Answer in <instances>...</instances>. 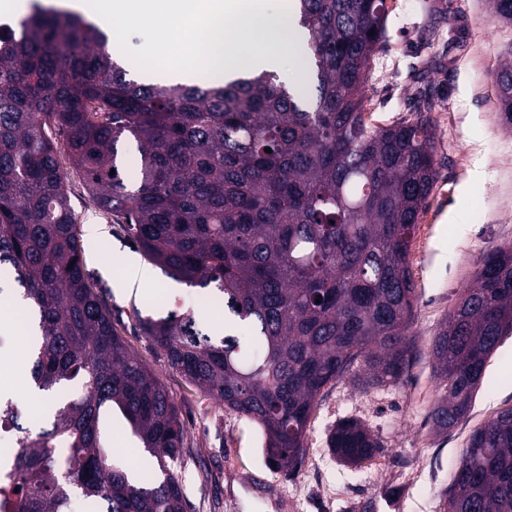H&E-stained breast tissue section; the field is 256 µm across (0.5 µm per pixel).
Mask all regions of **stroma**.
<instances>
[{
	"label": "stroma",
	"mask_w": 512,
	"mask_h": 512,
	"mask_svg": "<svg viewBox=\"0 0 512 512\" xmlns=\"http://www.w3.org/2000/svg\"><path fill=\"white\" fill-rule=\"evenodd\" d=\"M387 4L366 114L380 125L413 118L422 91L432 103L428 118L436 132V182L409 253L417 294L414 356L397 385L364 390L348 373L327 386L314 404L294 475L273 470L257 426L218 408L171 369L138 323L193 311L206 333L219 336L223 306L203 309L206 290L178 283L158 268L145 289L128 285L112 256L118 248L133 251V243L88 196L84 175L68 155L60 157L90 280L102 291L117 333L168 390L184 423V452L174 469L189 512H440L472 431L512 407L511 335L492 355L468 416L445 433L435 432L429 418L440 394L431 340L488 249L512 244V129L500 120L495 93L498 66L512 52V24L492 18L486 0ZM477 171L482 179H474ZM91 224L99 225L100 236L87 235ZM343 418L366 425L382 446L380 454L358 467L338 462L327 436ZM102 434L138 469L155 470L120 414L103 420Z\"/></svg>",
	"instance_id": "35a3bbf8"
}]
</instances>
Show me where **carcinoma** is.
<instances>
[{
	"instance_id": "cac0c4a2",
	"label": "carcinoma",
	"mask_w": 512,
	"mask_h": 512,
	"mask_svg": "<svg viewBox=\"0 0 512 512\" xmlns=\"http://www.w3.org/2000/svg\"><path fill=\"white\" fill-rule=\"evenodd\" d=\"M314 95L275 73L152 86L114 62L101 28L36 7L21 37L0 35V267L33 321L31 386L61 408L37 432L22 412L21 454L0 507L67 512H187L169 463L183 426L166 388L129 350L85 268L77 215L59 163L66 150L99 209L173 279L224 300L241 334L214 337L191 313L140 320L168 363L260 430L273 468L301 463L317 396L352 366L364 387L398 384L413 353L410 243L435 182V133L423 113L388 126L366 118L371 62L386 0H294ZM512 22V0H491ZM512 128V60L496 74ZM63 139H58V136ZM133 139L137 186L124 185L119 144ZM270 151H265V148ZM512 335V245L483 257L432 341L438 431L465 418L486 362ZM117 409L162 476L129 471L101 422ZM337 461L380 453L368 428L340 420ZM443 512H512V407L469 437Z\"/></svg>"
}]
</instances>
